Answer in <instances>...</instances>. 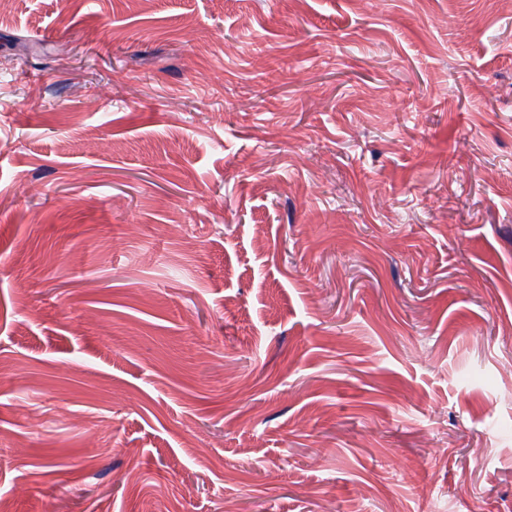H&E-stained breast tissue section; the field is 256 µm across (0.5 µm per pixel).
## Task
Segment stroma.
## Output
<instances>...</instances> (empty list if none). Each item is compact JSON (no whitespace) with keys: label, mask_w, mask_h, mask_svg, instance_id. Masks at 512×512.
<instances>
[{"label":"stroma","mask_w":512,"mask_h":512,"mask_svg":"<svg viewBox=\"0 0 512 512\" xmlns=\"http://www.w3.org/2000/svg\"><path fill=\"white\" fill-rule=\"evenodd\" d=\"M11 512H512V0H14Z\"/></svg>","instance_id":"obj_1"}]
</instances>
